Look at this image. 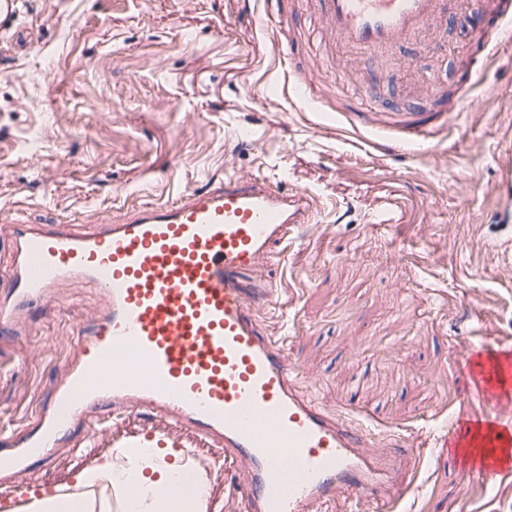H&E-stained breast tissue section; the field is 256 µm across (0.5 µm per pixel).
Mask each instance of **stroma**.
<instances>
[{
    "instance_id": "1",
    "label": "stroma",
    "mask_w": 512,
    "mask_h": 512,
    "mask_svg": "<svg viewBox=\"0 0 512 512\" xmlns=\"http://www.w3.org/2000/svg\"><path fill=\"white\" fill-rule=\"evenodd\" d=\"M407 45V68L365 63V109H349L357 57L321 42L322 0H23L0 44V290L11 219L83 234L208 179L252 174L306 193L264 326L298 364L299 389L391 443L390 512H512V472L468 474L457 423L486 414L464 348L512 353V43L468 34L477 11ZM288 35L278 56L273 39ZM316 79L296 91L298 73ZM460 104L446 119L442 95ZM420 121L428 143L391 151ZM97 289L0 335V426L34 420L64 375ZM207 479L208 512H240L242 468L184 432ZM101 437L58 448L30 476L47 492L124 457Z\"/></svg>"
}]
</instances>
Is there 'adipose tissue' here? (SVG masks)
<instances>
[{
	"label": "adipose tissue",
	"instance_id": "ef3b65f1",
	"mask_svg": "<svg viewBox=\"0 0 512 512\" xmlns=\"http://www.w3.org/2000/svg\"><path fill=\"white\" fill-rule=\"evenodd\" d=\"M108 481L120 487L124 493L126 512H151L155 505V491L165 486L171 493L165 499L166 512H207V491L202 474L183 471L178 466L161 470L156 479L129 478L122 471L105 464L85 471L79 484L89 486Z\"/></svg>",
	"mask_w": 512,
	"mask_h": 512
}]
</instances>
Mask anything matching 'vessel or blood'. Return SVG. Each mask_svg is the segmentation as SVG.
<instances>
[{
	"mask_svg": "<svg viewBox=\"0 0 512 512\" xmlns=\"http://www.w3.org/2000/svg\"><path fill=\"white\" fill-rule=\"evenodd\" d=\"M449 0H323L324 35L362 51L411 41L448 12ZM314 221L302 193L232 175L176 201L142 207L121 224L84 235L15 221L14 268L0 299V328L20 329L49 313L56 290L80 281L104 292L106 311L81 319L72 363L37 426L0 435V475L16 512L40 498L29 469L50 448L78 446L91 414L120 417L136 407L166 416V439L195 430L243 464V512H306L310 501L346 489L377 498L388 454L298 391L295 362L269 336L263 314L277 283L259 275L280 262L288 236ZM480 375L488 402L512 394V357L494 355ZM457 443L479 449L471 472L487 478L512 467V422L476 418Z\"/></svg>",
	"mask_w": 512,
	"mask_h": 512,
	"instance_id": "vessel-or-blood-1",
	"label": "vessel or blood"
}]
</instances>
